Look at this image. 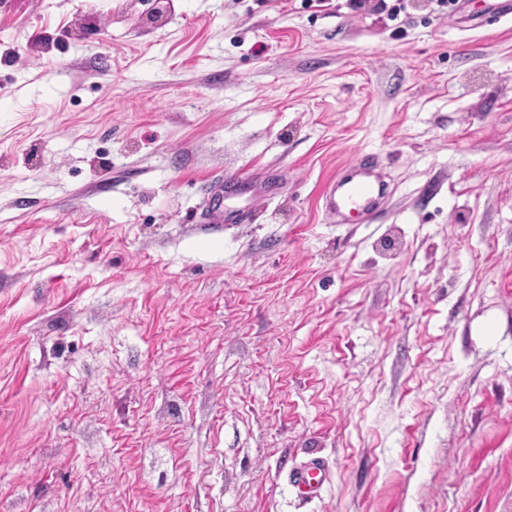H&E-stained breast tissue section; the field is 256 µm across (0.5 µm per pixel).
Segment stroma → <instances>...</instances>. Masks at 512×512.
Returning a JSON list of instances; mask_svg holds the SVG:
<instances>
[{"instance_id":"obj_1","label":"stroma","mask_w":512,"mask_h":512,"mask_svg":"<svg viewBox=\"0 0 512 512\" xmlns=\"http://www.w3.org/2000/svg\"><path fill=\"white\" fill-rule=\"evenodd\" d=\"M487 3L0 0V512H512ZM361 154L391 196L333 223ZM253 176L239 174L228 175L218 185L205 189L207 209L205 220L212 224H249L253 221L254 210L251 206H231L225 201L236 196L242 180H252ZM325 471L319 460L309 462L302 470L295 471L292 479L296 487L306 494H316L324 481Z\"/></svg>"}]
</instances>
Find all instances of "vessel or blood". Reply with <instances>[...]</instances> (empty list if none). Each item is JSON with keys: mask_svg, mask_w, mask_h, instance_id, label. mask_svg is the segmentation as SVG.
<instances>
[{"mask_svg": "<svg viewBox=\"0 0 512 512\" xmlns=\"http://www.w3.org/2000/svg\"><path fill=\"white\" fill-rule=\"evenodd\" d=\"M242 177L225 176L218 185L208 187L205 219L212 224H248L254 210L249 206L230 205V198L238 191ZM387 186L379 175L376 163L361 158L337 170L321 197L323 208L341 224L374 223L386 202ZM325 471L320 461L309 462L302 470L294 472L292 479L304 493L316 494L324 481Z\"/></svg>", "mask_w": 512, "mask_h": 512, "instance_id": "vessel-or-blood-1", "label": "vessel or blood"}]
</instances>
